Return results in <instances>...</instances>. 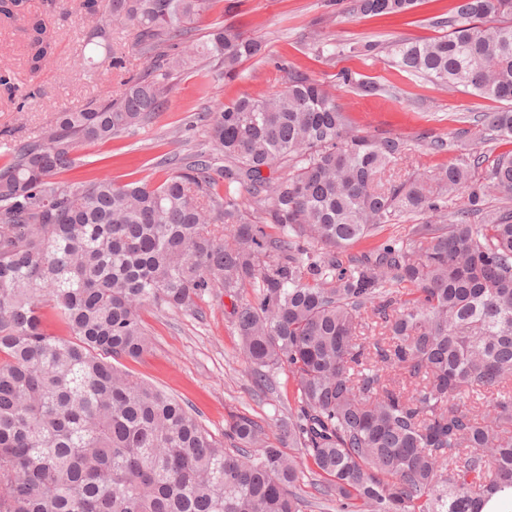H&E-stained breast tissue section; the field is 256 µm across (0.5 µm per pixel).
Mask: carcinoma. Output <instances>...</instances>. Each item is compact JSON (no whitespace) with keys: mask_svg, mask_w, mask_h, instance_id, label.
Returning <instances> with one entry per match:
<instances>
[{"mask_svg":"<svg viewBox=\"0 0 512 512\" xmlns=\"http://www.w3.org/2000/svg\"><path fill=\"white\" fill-rule=\"evenodd\" d=\"M220 0H81L103 33L148 58L115 99L56 113L0 167V512H302L301 481L339 512H482L512 491V153H475L381 183L405 157L361 135L327 87L287 85L198 115L203 142L157 184L57 175L85 142L133 134L164 111L202 50L224 76L264 43L221 23L183 49ZM417 0H350L405 17ZM505 22L486 26L484 20ZM22 21L26 64L53 55L49 18ZM448 33L389 46L393 66L510 106L476 123L512 141V0H456ZM362 97L373 81L353 82ZM269 175L261 174L262 168ZM482 177L475 178L478 169ZM464 206L448 222V202ZM481 223L469 222V215ZM404 219V233L351 249ZM232 301L237 355L258 390L288 368L292 402L265 425L239 413L216 439L178 399L120 360L151 349L139 310ZM49 307L68 330L44 325ZM296 449L310 461L297 467Z\"/></svg>","mask_w":512,"mask_h":512,"instance_id":"carcinoma-1","label":"carcinoma"}]
</instances>
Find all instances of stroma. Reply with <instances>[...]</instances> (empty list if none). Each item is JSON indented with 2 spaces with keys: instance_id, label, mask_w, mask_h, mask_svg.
Listing matches in <instances>:
<instances>
[{
  "instance_id": "stroma-1",
  "label": "stroma",
  "mask_w": 512,
  "mask_h": 512,
  "mask_svg": "<svg viewBox=\"0 0 512 512\" xmlns=\"http://www.w3.org/2000/svg\"><path fill=\"white\" fill-rule=\"evenodd\" d=\"M452 2L419 0L408 20L384 21L349 14V0H224L226 12H211L206 22L220 19L263 40L264 56L245 61L231 80L219 68L206 81L185 71L174 81L165 112L134 135L80 147L74 153V166L62 178L76 183L103 177L118 184L135 179L159 182L167 173L165 160L173 148L186 155L199 143L198 113L244 94L282 89L292 69L324 82L359 133L397 136L407 142L410 152L395 168V180L405 179L414 168L433 169L474 153L493 158L512 152V142L499 140L488 130L446 150H430L432 138L474 128L477 115L499 109L500 104L438 88L398 71L389 61L387 48L393 41L443 35L435 21L447 17ZM50 14L55 51L33 75L24 65L26 38L21 23H0V57L12 64L21 86L31 94L28 107L20 112L0 92V165L8 160L6 145L34 139L56 112L116 96L123 80L148 66L145 58L130 51L131 33L118 31L112 36V48L124 53L126 65L120 70L104 68V48L84 43L80 8L74 0ZM317 31L335 44V53L317 54L313 38ZM368 42L376 44L374 53H364ZM345 71L389 88V95L358 96L352 85L343 82ZM230 312L231 301L222 295L193 311L145 307L140 316L152 347L143 359L125 364L128 371L187 403L219 439L229 413H244L266 423L287 416L292 388L287 370L281 369L275 374V390L264 394L256 390L236 358Z\"/></svg>"
}]
</instances>
